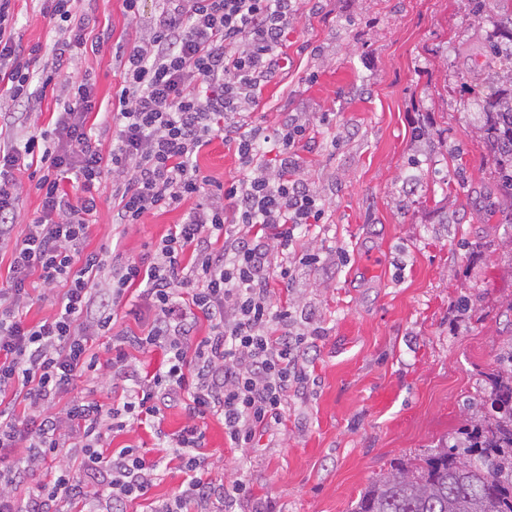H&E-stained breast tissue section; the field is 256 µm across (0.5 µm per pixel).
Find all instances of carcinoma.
<instances>
[{
    "label": "carcinoma",
    "instance_id": "1",
    "mask_svg": "<svg viewBox=\"0 0 512 512\" xmlns=\"http://www.w3.org/2000/svg\"><path fill=\"white\" fill-rule=\"evenodd\" d=\"M494 29L512 47V0H493ZM477 69L494 68L497 81H481L478 127L512 224V51L489 45ZM499 371L490 379V411L475 415L430 452L390 463L361 493L352 512H512V335L503 340Z\"/></svg>",
    "mask_w": 512,
    "mask_h": 512
}]
</instances>
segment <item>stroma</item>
<instances>
[{
	"mask_svg": "<svg viewBox=\"0 0 512 512\" xmlns=\"http://www.w3.org/2000/svg\"><path fill=\"white\" fill-rule=\"evenodd\" d=\"M23 46L45 44L52 25L39 0H14ZM111 37L85 53L46 96V126L76 75L110 102L120 77L114 58L130 28L149 30L156 0L128 17L121 0H81ZM489 16L467 0H313L284 48L283 68L250 107L253 125L273 128L282 113L309 122L299 162L325 204L306 244L320 256L278 290L297 322L312 311L324 334L304 393L288 398L276 440L240 455L215 417L199 419L210 456L206 472H242L250 499L269 512H351L362 491L394 459L453 438L473 413L489 411L488 377L512 333V224L476 133L478 93L469 68L483 51ZM428 137L419 141L417 129ZM197 163L219 183L239 176L232 146L214 139ZM103 194L90 248L117 242L146 252L183 212L115 225ZM379 258L377 268L362 264ZM466 312H459L460 299Z\"/></svg>",
	"mask_w": 512,
	"mask_h": 512,
	"instance_id": "35a3bbf8",
	"label": "stroma"
}]
</instances>
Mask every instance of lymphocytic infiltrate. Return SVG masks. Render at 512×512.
<instances>
[{
	"label": "lymphocytic infiltrate",
	"instance_id": "f902f5d3",
	"mask_svg": "<svg viewBox=\"0 0 512 512\" xmlns=\"http://www.w3.org/2000/svg\"><path fill=\"white\" fill-rule=\"evenodd\" d=\"M12 0H0V108L26 122L40 111L60 68L89 41V17L79 0H43L54 22L52 59L41 45L23 48L11 24ZM148 34L131 31L115 59L121 85L110 124L97 126L95 85L72 82L71 100L52 128H33L0 141V249L11 248V276L0 289V512H57L60 500L81 512H127L147 497L166 458L185 475L180 489L153 501L152 512H232L249 488L241 478L221 484L203 476L205 433L198 419L221 417L231 447L276 435L289 392L303 391L317 324L291 329L287 305L274 299L273 279L289 282L293 262L318 256L302 238L322 223L325 204L300 172L297 148L306 125L285 121L274 133L250 125L246 112L281 68L288 29L302 0H159ZM235 145L244 172L212 186L197 165L214 138ZM35 178L37 216L20 224L24 184ZM74 177L75 191L64 188ZM110 188L117 223L185 208L180 224L138 257L110 245L89 250L101 188ZM195 207H187V200ZM58 291L49 321L27 322L31 277ZM136 291L149 313L141 336L118 330L117 311ZM207 336L197 337L199 322ZM109 337L92 352V337ZM157 348L158 369L144 374L131 347ZM119 380L110 406L85 397L61 404L81 377ZM182 406L186 422L174 438L158 434L161 452L128 445L104 449L112 434L128 432ZM79 466H71V458ZM53 465L52 480L29 477Z\"/></svg>",
	"mask_w": 512,
	"mask_h": 512
}]
</instances>
